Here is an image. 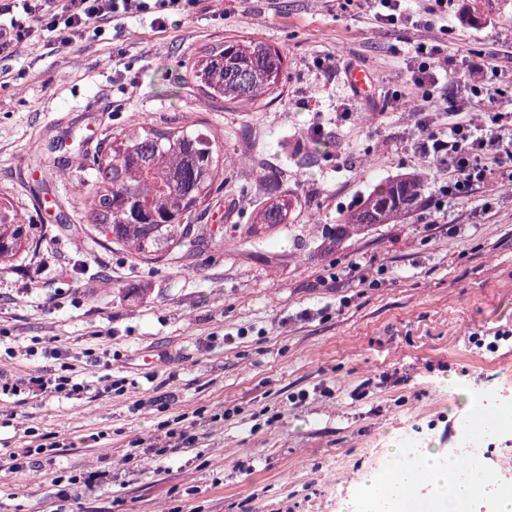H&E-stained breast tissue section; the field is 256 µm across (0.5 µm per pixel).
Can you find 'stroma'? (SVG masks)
<instances>
[{
	"label": "stroma",
	"instance_id": "obj_1",
	"mask_svg": "<svg viewBox=\"0 0 512 512\" xmlns=\"http://www.w3.org/2000/svg\"><path fill=\"white\" fill-rule=\"evenodd\" d=\"M454 0L449 58L493 47L512 67V0L481 22ZM227 37H257L286 63L284 94L258 108L205 103L190 61ZM340 56L373 77L353 91ZM409 46L348 0H202L195 13L108 24L102 37L58 47L39 38L0 60V196L32 226L31 252L0 271V343L24 376L74 364L122 392L96 398L0 400V453L54 433L70 470L101 471L94 488L58 501L43 472L0 474V512H338L400 438L454 448L463 383L512 405V188L486 186L437 211L426 204L332 249L308 230L337 223L376 181L443 168L409 148L419 120H446L442 95L469 98L440 75L418 112ZM191 117L208 123L240 164L201 223L220 244L154 262L103 247L85 217L77 156L114 131ZM321 140L320 152L306 150ZM287 170L298 207L287 224L239 240L268 193L252 168ZM495 200L485 210L487 200ZM339 270V285L323 284ZM377 287L361 288V274ZM63 356H26L33 340ZM108 352L106 363L91 354ZM205 408L185 448L157 450L164 421ZM221 420H211V413ZM147 447L122 464L134 442Z\"/></svg>",
	"mask_w": 512,
	"mask_h": 512
}]
</instances>
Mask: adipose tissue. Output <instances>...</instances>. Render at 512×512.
Wrapping results in <instances>:
<instances>
[{"label": "adipose tissue", "instance_id": "1", "mask_svg": "<svg viewBox=\"0 0 512 512\" xmlns=\"http://www.w3.org/2000/svg\"><path fill=\"white\" fill-rule=\"evenodd\" d=\"M399 476L369 474L342 512H512V489L496 480L463 478V464L444 448H416Z\"/></svg>", "mask_w": 512, "mask_h": 512}]
</instances>
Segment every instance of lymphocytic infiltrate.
I'll list each match as a JSON object with an SVG mask.
<instances>
[{
    "label": "lymphocytic infiltrate",
    "mask_w": 512,
    "mask_h": 512,
    "mask_svg": "<svg viewBox=\"0 0 512 512\" xmlns=\"http://www.w3.org/2000/svg\"><path fill=\"white\" fill-rule=\"evenodd\" d=\"M201 0H23L21 16L0 23V54L27 40L50 35L66 46L88 32H101L112 21L150 14L157 28H165L170 14H189ZM412 61L416 75L412 84L424 101H432L426 85H438V72L448 60L438 45L417 42ZM459 69L468 86L469 108L449 106L448 125L420 123L412 149L424 162L444 167L448 178L434 189L437 208L489 184L512 185V112L500 103L512 97V72L488 60L481 52L459 58ZM104 378L81 377L67 362L58 369L35 371L22 377L0 373V397L17 398L27 393L80 399L86 394L112 392Z\"/></svg>",
    "instance_id": "1"
}]
</instances>
